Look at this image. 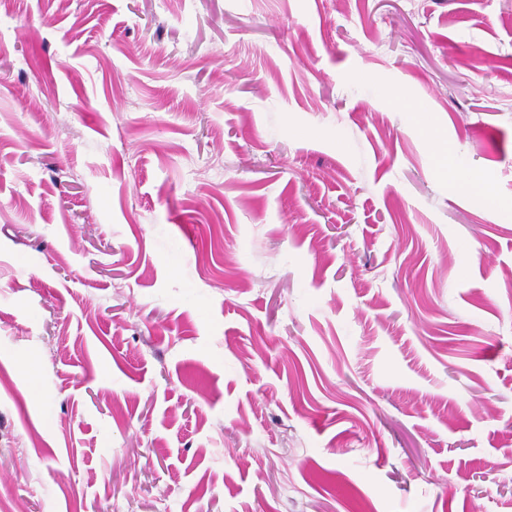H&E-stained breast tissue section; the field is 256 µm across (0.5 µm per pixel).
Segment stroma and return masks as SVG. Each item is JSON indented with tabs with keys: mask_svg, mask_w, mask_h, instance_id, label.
Here are the masks:
<instances>
[{
	"mask_svg": "<svg viewBox=\"0 0 512 512\" xmlns=\"http://www.w3.org/2000/svg\"><path fill=\"white\" fill-rule=\"evenodd\" d=\"M0 512H512V0L0 8Z\"/></svg>",
	"mask_w": 512,
	"mask_h": 512,
	"instance_id": "obj_1",
	"label": "stroma"
}]
</instances>
